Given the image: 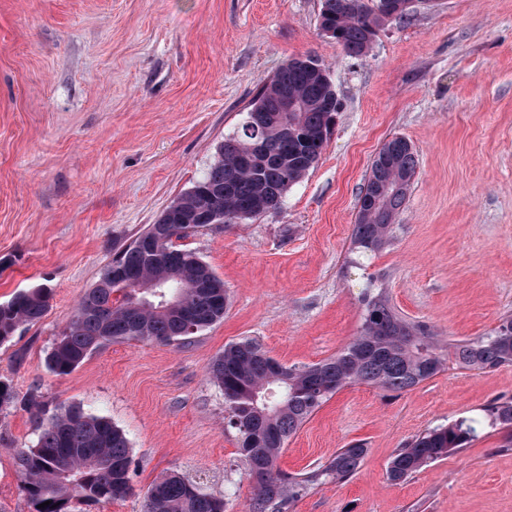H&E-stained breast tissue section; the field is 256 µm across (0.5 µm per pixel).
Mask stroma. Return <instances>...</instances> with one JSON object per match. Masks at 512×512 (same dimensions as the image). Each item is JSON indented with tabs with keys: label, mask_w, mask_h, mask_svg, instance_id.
Returning a JSON list of instances; mask_svg holds the SVG:
<instances>
[{
	"label": "stroma",
	"mask_w": 512,
	"mask_h": 512,
	"mask_svg": "<svg viewBox=\"0 0 512 512\" xmlns=\"http://www.w3.org/2000/svg\"><path fill=\"white\" fill-rule=\"evenodd\" d=\"M322 0H0V303L43 284L50 307L0 345V378L48 412L77 405L131 444L132 491L73 512H142L170 472L249 512L253 489L208 367L256 339L288 365L336 355L383 290L405 319L454 343L512 312V0H433L346 55L319 28ZM328 66L339 111L315 166L281 205L182 239L223 280L224 317L187 344L118 342L67 375L46 357L113 253L190 189L292 58ZM418 155L388 245L351 242L358 197L390 137ZM512 398V366L448 365L393 393L356 384L293 435L298 474L363 444L351 479L292 512H512V448L486 410ZM473 421L467 448L403 482L386 469L428 428ZM45 419L0 411V512H34L15 464Z\"/></svg>",
	"instance_id": "obj_1"
}]
</instances>
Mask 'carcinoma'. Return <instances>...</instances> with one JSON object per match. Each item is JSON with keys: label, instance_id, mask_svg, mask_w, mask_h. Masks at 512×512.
Instances as JSON below:
<instances>
[{"label": "carcinoma", "instance_id": "carcinoma-1", "mask_svg": "<svg viewBox=\"0 0 512 512\" xmlns=\"http://www.w3.org/2000/svg\"><path fill=\"white\" fill-rule=\"evenodd\" d=\"M397 0H322L319 26L332 32L351 57L366 55L376 27L407 12L389 8ZM298 102L294 112L276 111L278 94ZM339 102L329 69L311 57L283 63L257 92L239 133L224 139L217 161L106 265L81 298L76 314L58 334L46 358L49 370L68 375L91 354L116 342L182 343L224 317V281L177 241L211 224L255 216L256 203L279 208L321 157ZM260 140L263 149L252 145ZM418 159L403 137L387 139L375 155L358 198L355 248L376 252L389 242L405 203ZM165 239L160 249L140 240ZM51 299L44 285L16 292L0 304V345L22 325L41 320ZM469 370L512 365V314L501 316L487 335L463 343H442L424 325L405 320L382 294L368 300L359 334L335 356L307 365H286L256 340L224 347L209 367L224 394L227 426L235 433L241 461L252 478V512H287L327 481L347 480L359 470L366 449L354 444L332 459L295 476L279 459L288 439L342 388L367 384L404 392L445 370L448 362ZM491 424L504 430L502 447H512V400L488 409ZM474 430L465 420L415 436L393 454L387 477L405 481L422 467L464 448ZM23 489L34 512H71L73 501L117 500L131 491L130 441L104 417L79 406L54 414L34 446L17 455ZM50 502L42 508L40 504ZM224 498L176 474L149 488L145 512H225Z\"/></svg>", "mask_w": 512, "mask_h": 512}]
</instances>
